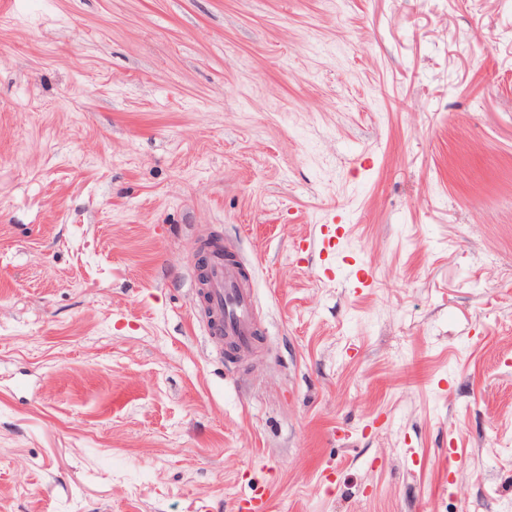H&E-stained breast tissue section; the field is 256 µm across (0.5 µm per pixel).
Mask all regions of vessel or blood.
Segmentation results:
<instances>
[{
    "instance_id": "obj_1",
    "label": "vessel or blood",
    "mask_w": 512,
    "mask_h": 512,
    "mask_svg": "<svg viewBox=\"0 0 512 512\" xmlns=\"http://www.w3.org/2000/svg\"><path fill=\"white\" fill-rule=\"evenodd\" d=\"M206 322L216 343L233 338L241 351L252 348L259 321L252 291L248 288L237 260L214 259L203 285ZM272 490L263 486L242 499L238 512H268Z\"/></svg>"
}]
</instances>
